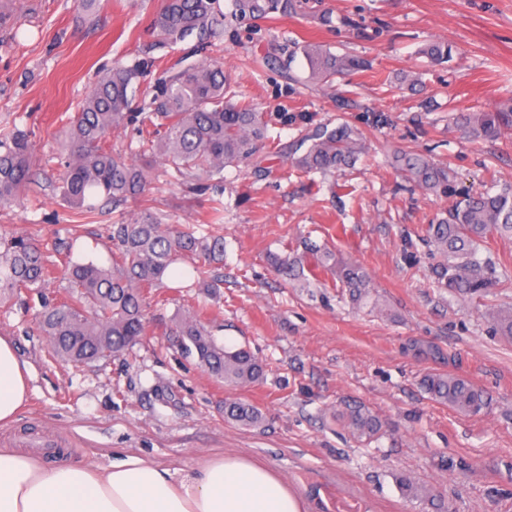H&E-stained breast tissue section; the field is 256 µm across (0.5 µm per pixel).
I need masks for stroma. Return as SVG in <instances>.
Returning <instances> with one entry per match:
<instances>
[{"mask_svg":"<svg viewBox=\"0 0 512 512\" xmlns=\"http://www.w3.org/2000/svg\"><path fill=\"white\" fill-rule=\"evenodd\" d=\"M161 6L0 0V129L27 131L39 162L28 194L0 207V227L107 267L111 224L149 207L171 227L223 238L224 263L208 270L223 279L220 296L194 287L191 263H178L185 288L173 297L159 289L146 308L147 336L80 366L52 356L35 319L60 289L14 299L0 336L12 339L30 377L25 405L0 423V448L14 441L44 466L98 471L138 456L177 477L240 456L283 477L305 512H419L397 486L401 473L444 495L450 512H512V341L486 315L512 306V239L492 240L488 253L503 287L467 297L440 287L443 256L427 230L454 199L411 187L391 165L413 150L447 169L457 191L512 185V130L487 140L450 119L512 101V0H309L298 14L260 20L236 18L231 0H219L226 18L214 46L194 36L163 43L150 25ZM430 41L452 45V61L420 56ZM306 43L372 66L308 83ZM214 57L240 100L273 113L265 148L210 179L153 172L144 197L118 210L86 214L62 198L58 132L98 72L140 64V94L169 68ZM400 72L418 78L420 91L399 83ZM341 123L365 143L354 167L324 175L293 165L305 132ZM309 241L364 266L383 311L353 305L332 277L305 285L281 275L272 256H302ZM187 310L207 319L218 342L255 352L263 380L227 386L183 356L167 331ZM431 372L470 380L485 408L466 414L431 399L420 386ZM229 397L262 408L265 427L225 421ZM350 401L384 422L377 441L358 442L337 421Z\"/></svg>","mask_w":512,"mask_h":512,"instance_id":"obj_1","label":"stroma"}]
</instances>
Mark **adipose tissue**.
<instances>
[{"label":"adipose tissue","mask_w":512,"mask_h":512,"mask_svg":"<svg viewBox=\"0 0 512 512\" xmlns=\"http://www.w3.org/2000/svg\"><path fill=\"white\" fill-rule=\"evenodd\" d=\"M28 366L0 336V423L14 419L27 394ZM0 512H304L271 469L224 456L173 478L169 469L128 457L99 472L87 466H42L0 448Z\"/></svg>","instance_id":"1"}]
</instances>
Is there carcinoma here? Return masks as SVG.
I'll use <instances>...</instances> for the list:
<instances>
[{"label":"carcinoma","mask_w":512,"mask_h":512,"mask_svg":"<svg viewBox=\"0 0 512 512\" xmlns=\"http://www.w3.org/2000/svg\"><path fill=\"white\" fill-rule=\"evenodd\" d=\"M235 15L263 19L293 15L302 0H233ZM224 12L218 0H163L152 28L166 42L189 36L218 39L224 31ZM309 81L331 83L338 75L361 71L365 59L328 48L302 46ZM419 54L431 63L452 58L448 44L432 41ZM139 76V66H118L98 77L80 109L61 136L64 173L60 192L64 200L87 212L100 206L137 201L145 192L150 170L112 152L109 133L139 125L137 146L129 154L152 157L179 175L211 178L224 167L247 159L266 139L269 115L237 100L229 74L217 62L189 65L168 76L159 92L132 111L129 88ZM451 120L477 138H495L512 129V103L493 112H458ZM306 151L294 158L305 173H330L350 167L361 153V137L341 124L318 126L302 137ZM393 168L409 183L433 192L455 194L448 172L414 151L393 157ZM37 162L29 135L15 128L0 129V205L12 202L34 181ZM429 242L445 256L436 271L438 282L461 296L481 294L498 284L491 263L477 258L479 246L490 239L512 238V187L490 186L464 192L448 210V216L429 226ZM112 266L66 261L59 281L64 297L43 305L39 326L48 336L52 353L74 365L87 364L118 354L147 335V294L162 283L172 265L194 260L196 286L217 293V280L204 278L203 267L224 261V240L196 230H169L149 209L112 224ZM309 264L298 259H275L290 279L331 274L358 306L379 308L371 298V278L360 264L345 262L317 245L306 247ZM54 261L27 233L0 229V307L24 292L44 287L53 279ZM489 319L497 333L512 337V308L491 310ZM171 334L182 353L217 380L232 386L254 384L264 377L263 361L246 347H226L217 342L196 314L174 319ZM421 386L434 400L465 413H477L485 405L482 390L471 381L448 373H430ZM358 441L379 439L383 425L364 405L348 403L338 411ZM224 419L241 426L258 427L264 413L258 406L228 399ZM405 498L417 500L423 512H447L437 495L411 476L396 477Z\"/></svg>","instance_id":"obj_1"}]
</instances>
